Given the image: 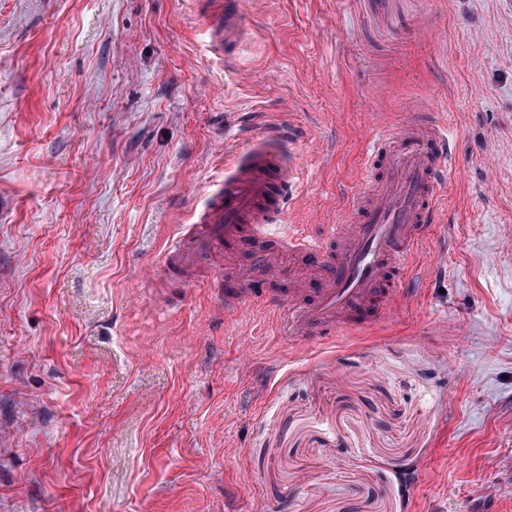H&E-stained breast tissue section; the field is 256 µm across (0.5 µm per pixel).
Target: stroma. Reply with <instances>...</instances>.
<instances>
[{
	"label": "stroma",
	"instance_id": "obj_1",
	"mask_svg": "<svg viewBox=\"0 0 512 512\" xmlns=\"http://www.w3.org/2000/svg\"><path fill=\"white\" fill-rule=\"evenodd\" d=\"M0 0V512H512V0ZM455 145L400 305L334 338L214 314L246 249L164 238L225 147L292 126L287 221L373 127ZM238 0H225L224 5L216 4L212 13V28L218 27L217 45H231L242 41L245 35Z\"/></svg>",
	"mask_w": 512,
	"mask_h": 512
}]
</instances>
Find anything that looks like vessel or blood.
I'll return each mask as SVG.
<instances>
[{"mask_svg":"<svg viewBox=\"0 0 512 512\" xmlns=\"http://www.w3.org/2000/svg\"><path fill=\"white\" fill-rule=\"evenodd\" d=\"M212 25L218 42L242 41L238 0L216 5ZM452 153L447 126L436 120L379 130L368 143L364 188L349 199L340 219L315 236L303 225L284 223V203L297 194L301 171L288 127L267 126L259 138L225 152L223 181L179 225L167 259L188 273L208 254L232 249L244 231L271 239V247L256 251L253 267L225 281L218 298L225 316L283 309L286 331L295 340L340 334L396 305L420 245L439 221L448 181L445 159ZM257 266L287 271L303 285L278 299L254 284ZM311 279L318 287H308Z\"/></svg>","mask_w":512,"mask_h":512,"instance_id":"1","label":"vessel or blood"}]
</instances>
